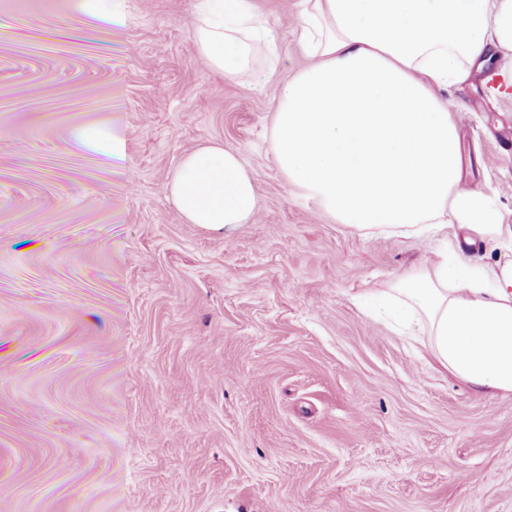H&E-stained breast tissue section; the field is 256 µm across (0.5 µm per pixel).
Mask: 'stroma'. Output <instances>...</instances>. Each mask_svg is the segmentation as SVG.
<instances>
[{
  "label": "stroma",
  "mask_w": 512,
  "mask_h": 512,
  "mask_svg": "<svg viewBox=\"0 0 512 512\" xmlns=\"http://www.w3.org/2000/svg\"><path fill=\"white\" fill-rule=\"evenodd\" d=\"M0 0V512H512V395L452 379L357 303L438 244L364 236L289 184L271 114L310 57L258 0L266 81L212 72L194 0ZM450 87L463 188L512 226V94ZM109 125L123 158L84 148ZM259 211L190 224L166 191L210 142ZM116 1L121 0H83L81 6L84 12L96 21L110 26H122L125 14L117 7Z\"/></svg>",
  "instance_id": "obj_1"
}]
</instances>
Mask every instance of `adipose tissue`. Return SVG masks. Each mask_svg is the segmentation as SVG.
Instances as JSON below:
<instances>
[{
    "label": "adipose tissue",
    "instance_id": "ef3b65f1",
    "mask_svg": "<svg viewBox=\"0 0 512 512\" xmlns=\"http://www.w3.org/2000/svg\"><path fill=\"white\" fill-rule=\"evenodd\" d=\"M276 37L255 0H196L194 49L238 75L253 35ZM296 35L313 65L285 86L271 147L288 183L332 219L367 235H441L435 262L381 291L374 313L422 333L443 369L473 389L512 394V258L484 269L462 258L449 221L503 240L489 196L460 191L463 152L443 89L489 68L512 86V0H301ZM192 224H244L258 208L239 156L214 143L185 154L169 182Z\"/></svg>",
    "mask_w": 512,
    "mask_h": 512
}]
</instances>
